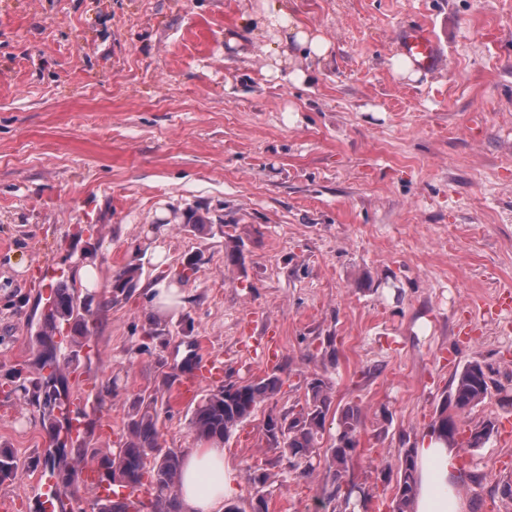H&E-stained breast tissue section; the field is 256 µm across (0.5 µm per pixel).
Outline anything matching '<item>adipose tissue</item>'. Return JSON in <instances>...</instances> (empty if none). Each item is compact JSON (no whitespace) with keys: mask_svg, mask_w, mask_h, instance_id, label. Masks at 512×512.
I'll use <instances>...</instances> for the list:
<instances>
[{"mask_svg":"<svg viewBox=\"0 0 512 512\" xmlns=\"http://www.w3.org/2000/svg\"><path fill=\"white\" fill-rule=\"evenodd\" d=\"M416 463L412 512H467L457 448L427 435L416 450ZM178 490L184 512H224L225 500L238 490L237 472L225 461L223 448L203 445L186 454Z\"/></svg>","mask_w":512,"mask_h":512,"instance_id":"obj_1","label":"adipose tissue"}]
</instances>
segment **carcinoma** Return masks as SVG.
Returning a JSON list of instances; mask_svg holds the SVG:
<instances>
[{
  "label": "carcinoma",
  "instance_id": "cac0c4a2",
  "mask_svg": "<svg viewBox=\"0 0 512 512\" xmlns=\"http://www.w3.org/2000/svg\"><path fill=\"white\" fill-rule=\"evenodd\" d=\"M81 310L83 307L78 305L74 291L64 285L56 288L50 311L41 316L39 376L28 384L22 382L13 388V392L21 393L30 404L39 406L44 426L54 434V450L47 454L45 466L50 472L57 473L61 487L68 489L79 478L80 466L85 464L89 455L95 461L100 477L109 486L140 489L148 496L150 508L139 512H182L177 495L182 455L161 448L157 412L149 404L131 416L122 451L114 453L109 448L88 450L79 446L74 462L61 465L70 438L60 437L56 412L65 410L69 404L63 374L69 362H60L58 352L61 343L55 340V335L60 323L71 321L73 336L69 337V344L72 347L83 346L91 331ZM281 387L282 380L276 375H269L240 384L220 385L211 390L192 411L190 426L197 440L208 444L226 442L257 405L276 396ZM490 388L484 366L478 361L466 364L457 375L449 405L440 410L433 432L458 448L470 451L481 448L493 433L494 424L476 425L469 429V434L462 436L457 418L484 402ZM331 405V388L325 380L315 377L307 383L303 404L298 411L284 417L283 425H277L271 416L266 421L268 442L288 457L304 477L315 471L313 459ZM361 426V407L356 404L345 407L336 422L334 443L325 452L326 472L333 487L330 498L340 502L343 512H348L353 502L344 489V476L349 460L360 447ZM416 486L415 449L408 448L398 461L392 512H411ZM94 506L95 512H130L124 495L116 491L104 499L95 498Z\"/></svg>",
  "mask_w": 512,
  "mask_h": 512
}]
</instances>
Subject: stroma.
<instances>
[{"label":"stroma","instance_id":"35a3bbf8","mask_svg":"<svg viewBox=\"0 0 512 512\" xmlns=\"http://www.w3.org/2000/svg\"><path fill=\"white\" fill-rule=\"evenodd\" d=\"M268 9L323 36L328 57L275 42ZM412 21L444 51L414 79L392 65ZM192 213L207 226H188ZM90 245L92 289L76 265ZM131 263L132 283L114 288ZM62 283L89 304L92 334L66 371L87 400V448H118L149 395L164 403L163 448L197 447V400L175 384L198 340L223 354L225 382L284 381L224 445L241 512L260 496L269 512H332L323 456L300 476L264 433L315 377L334 410L362 407L345 479L372 489L368 512H391L383 475L430 431L456 373L477 361L512 387V306L482 307L512 293V0H0L11 512H38L51 446L13 375H36L38 324ZM160 288L180 294L164 312ZM459 465L469 512H512L500 492L512 440L497 431Z\"/></svg>","mask_w":512,"mask_h":512}]
</instances>
